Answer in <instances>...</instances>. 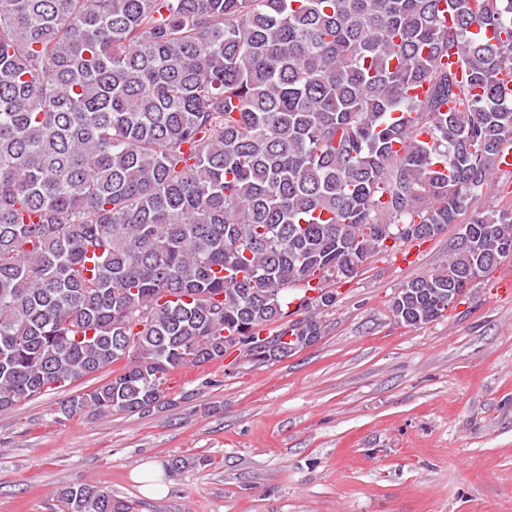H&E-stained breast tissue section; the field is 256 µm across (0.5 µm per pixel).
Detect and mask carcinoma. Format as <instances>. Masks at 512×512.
Here are the masks:
<instances>
[{"label":"carcinoma","instance_id":"cac0c4a2","mask_svg":"<svg viewBox=\"0 0 512 512\" xmlns=\"http://www.w3.org/2000/svg\"><path fill=\"white\" fill-rule=\"evenodd\" d=\"M473 2L0 0V411L105 373L59 413L149 412L226 330L279 324L281 360L321 338L330 284L451 224L395 322L512 257V206H477L512 157V0Z\"/></svg>","mask_w":512,"mask_h":512}]
</instances>
